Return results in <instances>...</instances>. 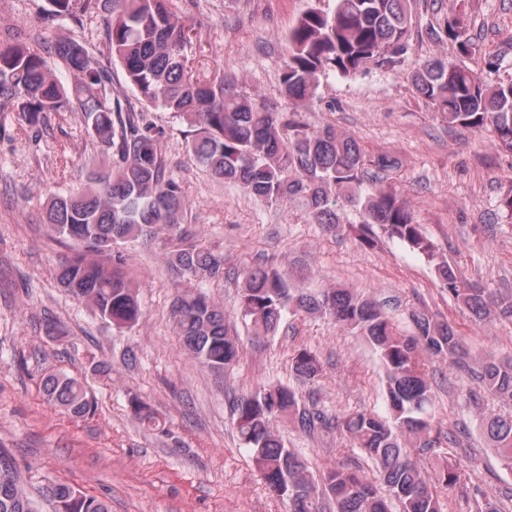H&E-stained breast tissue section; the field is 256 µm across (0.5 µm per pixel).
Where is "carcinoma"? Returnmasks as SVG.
Segmentation results:
<instances>
[{"label":"carcinoma","instance_id":"cac0c4a2","mask_svg":"<svg viewBox=\"0 0 512 512\" xmlns=\"http://www.w3.org/2000/svg\"><path fill=\"white\" fill-rule=\"evenodd\" d=\"M99 2L48 0L47 18L76 21ZM105 2L112 60L123 68L141 104L171 112L187 125V152L212 179L270 205L293 199L312 223L346 231L362 247L375 246L376 226L389 240L424 256L440 285L471 315H487L495 302L503 317L512 318V297L496 302L487 289L462 280L401 195L380 184V174L393 168V161L367 156L354 137L329 125L314 128L302 113L261 102L222 75H195L187 55L193 33L173 10L172 0ZM320 3L310 0L285 37L280 84L287 102L317 98L331 76L348 78L393 65L412 37L411 0H334L330 10ZM425 34L453 42L462 56L477 50L459 20L438 28L431 23ZM50 58L70 73L69 84L59 81ZM111 85V69L74 38H59L43 52L19 37L0 40V112H14L31 127L49 112H79L101 153L112 160L111 168L91 171L81 188L50 198L43 222L86 249L61 268L60 285L91 304L102 319L131 328L142 316L141 304L115 245L151 238L162 228L171 238H181L186 200L181 186L166 174L164 130L110 98ZM413 87L448 126L489 130L500 149L512 152V77L489 84L454 60L434 58L419 65ZM347 207L359 215L358 223L345 219ZM102 254L112 256V265L98 261ZM169 265L178 277L224 275V256L200 245L172 250ZM241 312L262 336L276 334L288 313L327 318L369 343L384 369L385 415L358 410L335 417L315 402L302 404L283 385H270L237 402L236 432L269 491L288 499L290 512H326L327 499L336 512H389L390 499L401 512H442L438 489L457 485L460 473L437 452L440 440L433 435L432 393L422 356L468 365V353L449 321L414 311L413 332L405 335L364 294L343 287L312 291L289 271L266 264L245 271ZM172 314L182 347L204 368L221 374L238 361V337L226 324L224 310L205 293L176 295ZM291 368L304 380L320 372L315 356L304 349L292 357ZM471 373L491 394L512 399L511 358L489 356L476 362ZM43 390L48 401L73 417L92 410L86 387L73 376L51 373ZM130 407L147 428L160 424L147 403L133 399ZM279 420L309 436L341 427L372 462L385 492L349 467L331 468L315 481L304 457L286 447L274 430ZM484 433L504 467L512 470V415L488 419ZM46 494L54 512H111L107 501L65 483L47 486ZM0 512H35L13 461L1 452Z\"/></svg>","mask_w":512,"mask_h":512}]
</instances>
